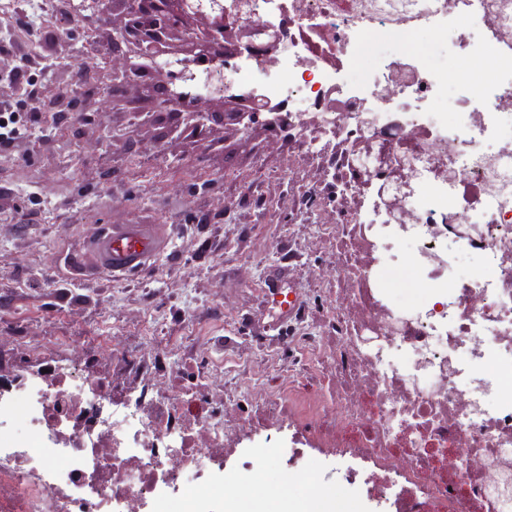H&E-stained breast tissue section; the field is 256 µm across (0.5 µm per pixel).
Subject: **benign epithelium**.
Listing matches in <instances>:
<instances>
[{"mask_svg":"<svg viewBox=\"0 0 512 512\" xmlns=\"http://www.w3.org/2000/svg\"><path fill=\"white\" fill-rule=\"evenodd\" d=\"M242 13L239 0H117L112 10V64L107 86H96L92 92L79 93L73 80L61 74L49 92L40 98L52 112L72 109L78 95L94 113L101 112L102 103H112V111H127L137 128H149L157 122V114L169 115L165 138L169 143L186 140L187 136L209 142L234 141L247 154H257L262 145L252 134L258 129H278L288 142L296 141L297 129L319 130L321 121L307 115L298 124L281 123L253 106L246 111L245 100L222 94L199 98L186 92H171L152 101L151 110L139 105L146 98L147 85L139 79L140 61L155 62L159 75L168 86L189 83L205 63L230 53L258 51L269 57L282 48L280 33L271 27H260L252 21L229 22L231 12ZM209 102L219 107L214 112L202 106ZM334 133L338 139L334 150L335 169L365 174L357 184H345L361 196L373 194L390 218L404 222L401 188L406 186V172L415 169V157L395 147L376 149V142L395 140L406 133L378 135L372 132L373 120L367 114L345 116Z\"/></svg>","mask_w":512,"mask_h":512,"instance_id":"obj_1","label":"benign epithelium"}]
</instances>
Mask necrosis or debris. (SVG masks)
I'll use <instances>...</instances> for the list:
<instances>
[{"label":"necrosis or debris","instance_id":"1","mask_svg":"<svg viewBox=\"0 0 512 512\" xmlns=\"http://www.w3.org/2000/svg\"><path fill=\"white\" fill-rule=\"evenodd\" d=\"M253 22L277 29L272 59L226 56L194 94L250 96L282 121L371 113L380 132L405 130L417 155L392 223L370 205L351 225L373 242L352 269L354 314L336 311L324 333L295 315L292 333L264 351L290 366L296 350L324 356L306 387L274 386L264 425L308 418L317 451L292 447L307 472L347 456L349 484L381 512H512V0H249ZM374 31L386 34L368 70L356 68ZM450 43L454 68L405 48L416 32ZM480 266L462 272L458 259ZM419 274L417 306L396 303L386 275ZM103 355L94 338L77 357L32 345L25 369L0 376V512H226L216 493L238 481L224 356L192 319L176 351Z\"/></svg>","mask_w":512,"mask_h":512}]
</instances>
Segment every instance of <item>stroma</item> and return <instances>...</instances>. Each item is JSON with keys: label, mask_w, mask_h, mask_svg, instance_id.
<instances>
[{"label": "stroma", "mask_w": 512, "mask_h": 512, "mask_svg": "<svg viewBox=\"0 0 512 512\" xmlns=\"http://www.w3.org/2000/svg\"><path fill=\"white\" fill-rule=\"evenodd\" d=\"M111 14L92 12L85 32L44 44L19 27L25 51L42 70L38 91H49L53 61L93 56L90 37L104 39ZM161 126L139 132L127 150L128 131L109 137L71 121L56 132L51 117L0 150V336H24L47 347L78 351L91 337H105V351L128 345L153 323L156 348L181 344L191 317L224 344V381L247 385L252 401L266 384L240 357L253 338L278 345L291 330L270 303V284L280 281L322 326L339 307L338 281L352 250L342 235L362 199L340 196L320 180V155L306 154L262 133L266 151L207 153L191 142L177 150L162 144ZM260 188L250 189L253 177ZM164 224L169 243L147 268L125 277L87 274L73 282L64 264L79 243L113 224ZM314 448L318 440L303 419L277 431L257 429L250 448H285L290 438ZM345 463L312 475L285 472L270 462L257 479L242 478L240 499L287 493L299 503L307 485L344 497L354 512H374L344 480Z\"/></svg>", "instance_id": "35a3bbf8"}]
</instances>
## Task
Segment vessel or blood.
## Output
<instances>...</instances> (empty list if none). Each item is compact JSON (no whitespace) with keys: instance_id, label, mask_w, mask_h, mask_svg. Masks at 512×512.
Segmentation results:
<instances>
[{"instance_id":"1","label":"vessel or blood","mask_w":512,"mask_h":512,"mask_svg":"<svg viewBox=\"0 0 512 512\" xmlns=\"http://www.w3.org/2000/svg\"><path fill=\"white\" fill-rule=\"evenodd\" d=\"M167 228L161 224H115L81 243V260L70 262V276L80 279L94 270L125 276L149 266L166 248Z\"/></svg>"}]
</instances>
